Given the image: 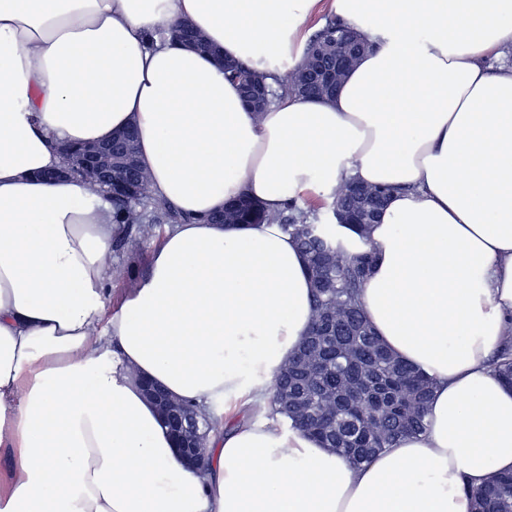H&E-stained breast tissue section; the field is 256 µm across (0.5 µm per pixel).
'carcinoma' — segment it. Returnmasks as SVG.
Segmentation results:
<instances>
[{"label": "carcinoma", "instance_id": "1", "mask_svg": "<svg viewBox=\"0 0 512 512\" xmlns=\"http://www.w3.org/2000/svg\"><path fill=\"white\" fill-rule=\"evenodd\" d=\"M338 43L356 58L364 51L350 27L329 19L309 37L301 64L280 84L282 92L303 97L328 95L310 80V70L318 60L317 52L333 54ZM229 64L231 68L225 70L228 78L235 81L246 75L264 83V77L248 67L232 60ZM120 137L124 152L114 161L115 178L135 184L137 195L112 199L115 223L120 225L117 248L139 245L133 235L136 224H180L186 220L180 211L152 197L135 130L129 128ZM352 188L346 184L336 190L329 204H313L306 210L291 200L276 214L240 198L224 205L223 224L277 220L295 241L311 280L314 318L298 352L276 375L267 410L274 422L306 431L322 447L357 467L396 441L423 431L435 383L395 356L364 317L359 295L373 255L349 253L322 227L321 209H327L333 219L341 210L352 211L362 223L351 228L366 237L373 221L371 202L386 201L391 189L367 187L365 195L357 198ZM492 366L499 378L512 386V320L507 322ZM182 406L196 412L202 436L223 429V419L191 402L184 401ZM466 492L473 500V512H512V473L495 474L479 488L466 487Z\"/></svg>", "mask_w": 512, "mask_h": 512}]
</instances>
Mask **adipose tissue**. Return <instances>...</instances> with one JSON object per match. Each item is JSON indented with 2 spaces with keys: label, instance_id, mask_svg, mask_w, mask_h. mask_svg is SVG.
<instances>
[{
  "label": "adipose tissue",
  "instance_id": "obj_1",
  "mask_svg": "<svg viewBox=\"0 0 512 512\" xmlns=\"http://www.w3.org/2000/svg\"><path fill=\"white\" fill-rule=\"evenodd\" d=\"M370 49L328 101L251 112L219 63L173 45L186 21L277 83L321 6ZM512 0H0V512H472L465 486L512 471V387L489 366L512 314ZM136 126L155 197L190 215L107 314L108 194L46 183L62 146ZM354 179L394 187L366 240L364 313L437 387L423 433L346 464L264 420L188 469L138 381L227 415L267 402L313 312L268 211Z\"/></svg>",
  "mask_w": 512,
  "mask_h": 512
}]
</instances>
